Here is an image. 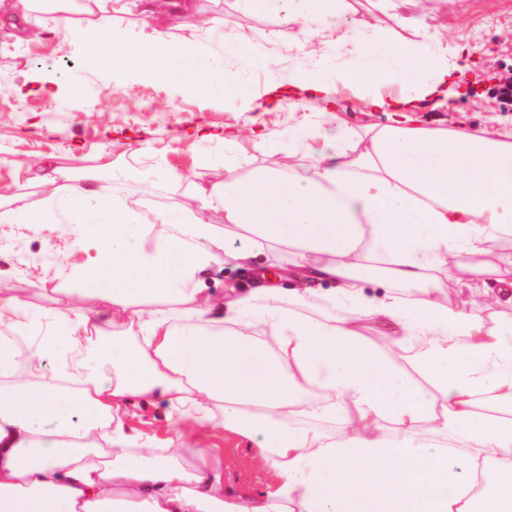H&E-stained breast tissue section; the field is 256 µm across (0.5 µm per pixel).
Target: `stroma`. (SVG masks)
Listing matches in <instances>:
<instances>
[{
	"label": "stroma",
	"instance_id": "stroma-1",
	"mask_svg": "<svg viewBox=\"0 0 512 512\" xmlns=\"http://www.w3.org/2000/svg\"><path fill=\"white\" fill-rule=\"evenodd\" d=\"M347 3L358 17L396 29L401 38H410L412 24L421 22L441 41L460 37L476 47L470 69L448 77L449 86L456 89L455 103L441 108L418 103L414 115L420 124L451 131L481 129L492 136L512 128V109L502 108L495 86L486 87L476 98L464 90L473 67L495 76L512 70V0H400L395 13L376 0ZM182 6L185 13L207 20V28L177 24L161 12L146 24L135 11L114 14L113 21L132 36L162 31L176 44L206 41L216 46L226 32H245L248 39L239 51L224 58L225 69L237 75L236 85L212 79L206 57L193 63L200 80L208 84L200 91L189 89L177 77L148 84L129 72L104 73L88 46L86 34L92 31L94 18L86 14L74 18L85 30L81 37L66 35L43 17L36 39L22 40L17 31L0 30V196L20 205L38 204L34 187L15 173L16 163L35 156L62 175L128 195L139 217L192 210L197 206L195 185L224 167L225 127L260 130L274 144L303 113L318 111L315 103L301 113L266 103L271 84L303 67V37L285 22L289 10L301 8V0H267L258 9L245 8L242 0H182ZM398 16L404 18L403 26L395 25ZM37 78L48 79L49 93L34 92ZM337 100L336 110L326 118L328 131H335L340 123L364 130L389 121L387 113L364 107L350 90H339ZM171 171L181 174V181L168 179ZM56 249L69 250L76 265L89 264L94 255L64 224H18L8 234L0 233V287L24 288L30 320H44L50 310L63 305L60 280L48 264L36 262ZM248 269L252 278L246 281L234 264L214 266L202 277L200 299L218 309L228 295L248 293L268 278L287 290L298 285L296 259L291 255L277 260L267 251L253 258ZM361 275L367 298L390 294L409 304L421 296L420 289L389 282L381 262L367 260ZM315 288V298L303 303L288 300L289 314L302 320L344 317L348 304L336 297L335 284L319 282ZM358 333L359 341L380 354L409 389H436L434 378L395 353L394 337L380 335L371 318H362ZM121 421L131 441L147 440L159 448L185 428L177 411L147 398L131 399ZM193 439L197 450L185 455L183 466L189 470L215 466L225 501L278 505L277 470L255 464L260 436L210 425L197 428Z\"/></svg>",
	"mask_w": 512,
	"mask_h": 512
}]
</instances>
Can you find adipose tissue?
Here are the masks:
<instances>
[{"label": "adipose tissue", "instance_id": "adipose-tissue-1", "mask_svg": "<svg viewBox=\"0 0 512 512\" xmlns=\"http://www.w3.org/2000/svg\"><path fill=\"white\" fill-rule=\"evenodd\" d=\"M96 16L89 47L107 69L163 84L173 58L212 54L214 74L233 82L222 66L224 54L242 41L224 36L222 53L208 44L174 45L163 34L135 39L114 27L112 14L130 0H86ZM337 0H314L308 11H292L289 24L303 35L307 67L275 88L276 100L299 93L331 103L329 84L318 73L334 65L338 84L351 87L366 106L393 116L391 123L360 132L344 124L327 133L319 115L305 116L286 134V167L254 166L238 150L239 131L224 133V172L197 191L194 212L169 211L157 223L139 225L137 247L126 245L136 218L125 196L69 177H46L39 184L40 207L0 201V224L67 223L83 238V214L92 208L108 218L93 237L95 257L71 268L70 254L57 252L53 265L67 274L65 306L48 312L47 331L28 333V303L22 289L0 293V335L23 337L22 348L0 346V512H268L260 503L235 504L211 469L185 470L191 438L178 436L174 449L143 454L129 450L122 428L107 429L133 398L157 397L185 408L195 424L212 423L223 412L235 428L253 420L262 437L263 458L277 468V495L301 504L303 512H455L453 495L464 481L453 452L422 433L417 418L433 408L434 396L408 398L381 357L357 338L356 315L334 321L290 318L276 289L257 288L226 303L220 324L205 323L206 307L194 323L176 324L171 309L135 307L122 289L136 294L195 301L203 272L222 262L244 266L276 245L292 247L300 281L337 283L340 296L363 301L355 275L363 261L380 253L394 280L433 288L429 273L479 254L496 286L482 280L467 285L462 307L434 306L430 299L406 305L393 296L366 303L367 315L391 335L396 348L430 371L445 401L438 433L474 443L492 459L487 493L466 512H512V425H482L471 406L490 374L512 391V326L502 337L469 342L490 302L512 298V255L488 248L487 240L512 226V132L422 126L410 115L411 101L445 86L451 71L466 66L463 47L434 43L421 27L395 40L391 32L354 19L337 25L334 41L320 29ZM364 58L383 74L422 72L401 95L368 92L369 75L348 62ZM321 149H314L315 141ZM223 211L226 224L247 228L250 245L226 250L207 215ZM112 272V317L121 319L133 350H118L96 361L49 359L74 348L95 347L107 331L101 312L87 314L88 285L100 269ZM364 302V301H363ZM261 343H253L255 332ZM319 386L324 411L344 418L340 441L289 428L299 415V393ZM402 427L389 441L382 418ZM120 446L125 455L100 467L92 448Z\"/></svg>", "mask_w": 512, "mask_h": 512}]
</instances>
